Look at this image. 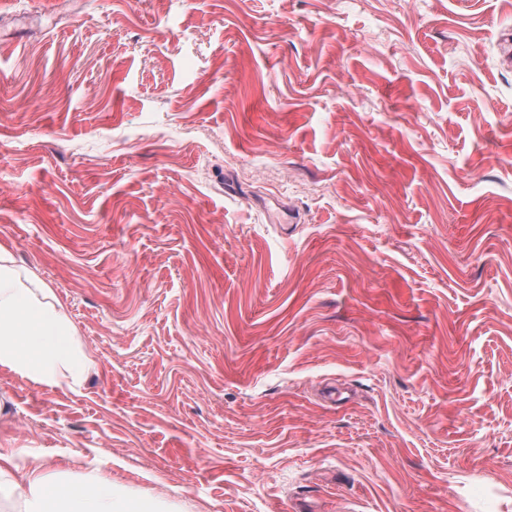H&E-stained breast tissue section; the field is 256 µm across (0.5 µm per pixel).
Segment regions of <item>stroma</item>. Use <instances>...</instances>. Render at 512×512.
Returning <instances> with one entry per match:
<instances>
[{"instance_id": "1", "label": "stroma", "mask_w": 512, "mask_h": 512, "mask_svg": "<svg viewBox=\"0 0 512 512\" xmlns=\"http://www.w3.org/2000/svg\"><path fill=\"white\" fill-rule=\"evenodd\" d=\"M512 0H0V249L78 391L0 448L161 512H512Z\"/></svg>"}]
</instances>
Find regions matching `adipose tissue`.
Here are the masks:
<instances>
[{
    "mask_svg": "<svg viewBox=\"0 0 512 512\" xmlns=\"http://www.w3.org/2000/svg\"><path fill=\"white\" fill-rule=\"evenodd\" d=\"M12 257L0 250V366L34 382L80 387L93 361L66 313L14 284ZM21 498L24 512H156L99 471L60 481L30 470L24 481L0 468V500Z\"/></svg>",
    "mask_w": 512,
    "mask_h": 512,
    "instance_id": "1",
    "label": "adipose tissue"
}]
</instances>
